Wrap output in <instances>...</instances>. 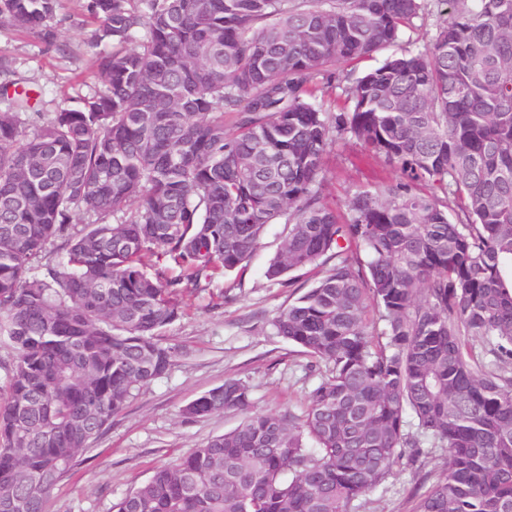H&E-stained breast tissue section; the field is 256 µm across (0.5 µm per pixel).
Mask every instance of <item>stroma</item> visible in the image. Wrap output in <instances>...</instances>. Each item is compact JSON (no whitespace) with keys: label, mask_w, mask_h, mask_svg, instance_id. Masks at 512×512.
<instances>
[{"label":"stroma","mask_w":512,"mask_h":512,"mask_svg":"<svg viewBox=\"0 0 512 512\" xmlns=\"http://www.w3.org/2000/svg\"><path fill=\"white\" fill-rule=\"evenodd\" d=\"M56 43L0 26V111L11 97L6 81L29 91L35 111L49 115L76 106L101 84L98 50L92 44L96 22L84 0H59ZM399 170L349 138H335L326 158L322 196L347 221V203L358 190L395 181ZM288 233L284 223L269 225L242 273L217 274L185 297L183 315L161 332L176 354L167 374L152 381L81 452L73 470L57 483L49 512H112L122 496L145 482L156 467L175 462L215 435L235 428L241 413L223 412L185 419V405L225 379L250 388L256 411L302 415L309 391L322 371L299 348L279 336L273 319L319 272L296 270L277 281L267 269ZM441 448L405 449L391 474L361 500L358 512H414L417 497L446 464Z\"/></svg>","instance_id":"35a3bbf8"}]
</instances>
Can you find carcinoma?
Here are the masks:
<instances>
[{"mask_svg": "<svg viewBox=\"0 0 512 512\" xmlns=\"http://www.w3.org/2000/svg\"><path fill=\"white\" fill-rule=\"evenodd\" d=\"M438 2L429 47L392 53L334 112L337 69L397 45L424 0H87L112 45L102 86L45 119L27 91L0 112V512H47L169 370L159 333L184 294L243 269L281 220L268 278L336 258L273 320L325 366L304 414L251 412L225 380L182 414L238 426L112 512H354L426 442L447 463L415 512H512V0ZM56 8L0 0V25L52 42ZM333 132L402 172L355 192L344 224L319 191ZM49 242L63 260L36 272Z\"/></svg>", "mask_w": 512, "mask_h": 512, "instance_id": "1", "label": "carcinoma"}]
</instances>
